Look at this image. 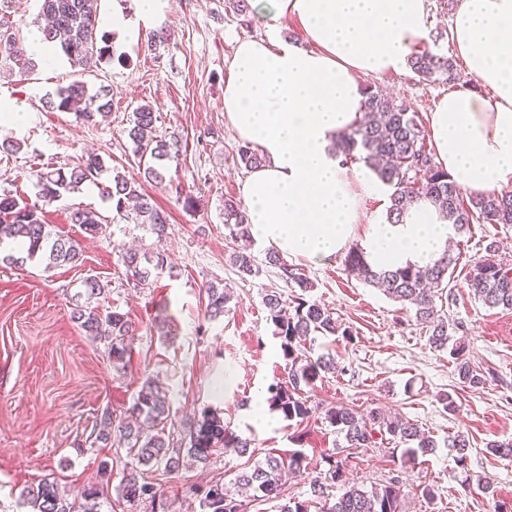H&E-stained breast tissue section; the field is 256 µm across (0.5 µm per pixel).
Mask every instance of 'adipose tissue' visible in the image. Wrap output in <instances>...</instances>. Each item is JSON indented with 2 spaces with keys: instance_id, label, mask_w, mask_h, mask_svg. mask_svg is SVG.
Instances as JSON below:
<instances>
[{
  "instance_id": "obj_1",
  "label": "adipose tissue",
  "mask_w": 512,
  "mask_h": 512,
  "mask_svg": "<svg viewBox=\"0 0 512 512\" xmlns=\"http://www.w3.org/2000/svg\"><path fill=\"white\" fill-rule=\"evenodd\" d=\"M270 28L298 20L307 46L275 37L238 41L224 84V117L264 156L243 197L255 244L319 264L360 241L379 269L425 265L455 236L430 205L403 222L361 225L363 197L383 185L331 149L363 117L365 77L403 71L427 38L426 0H251ZM452 36L470 74L492 90H455L430 114L442 168L468 193L512 188V0H459Z\"/></svg>"
}]
</instances>
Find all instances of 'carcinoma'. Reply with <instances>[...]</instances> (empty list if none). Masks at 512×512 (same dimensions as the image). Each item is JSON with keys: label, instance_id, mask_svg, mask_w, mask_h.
Returning a JSON list of instances; mask_svg holds the SVG:
<instances>
[{"label": "carcinoma", "instance_id": "1", "mask_svg": "<svg viewBox=\"0 0 512 512\" xmlns=\"http://www.w3.org/2000/svg\"><path fill=\"white\" fill-rule=\"evenodd\" d=\"M39 11L30 25L36 27L52 53L65 57L72 67L87 70L112 60V41L99 31L98 0H38ZM21 0H3L0 3V72L31 74L38 62L30 55L12 50L19 34V25L11 19L18 13ZM409 66L421 77L431 79L451 77L454 61L428 46L408 58ZM364 112L368 118L350 132L336 137L333 149L345 161L362 162L391 190L386 220L399 223L417 204L427 202L437 209L457 232L471 224H512V192L501 195H471L451 179L448 172L433 162L426 152L425 130L415 119L409 107L396 98L370 87L364 89ZM49 109L70 112L84 123H95L112 110V88L96 89L74 80L58 87L49 99ZM156 116L150 105L136 109L125 133L133 145V156L141 176L127 177L116 173L110 184L102 187L104 198L112 202L117 215L134 214L137 224H147L158 240L168 234V214L159 208L153 197L144 190V183L161 185L166 180L169 163L180 156L177 141L154 134ZM240 162L251 170L262 165L265 158L248 143L237 149ZM106 170L98 154L89 153L81 160L57 167L32 171L38 188L36 200L17 197L9 191L0 194V241L10 239L21 243L25 255L0 256L6 265L39 261L50 269L73 264L80 259L76 240L51 229L45 221L44 207L65 196L77 193L85 183H97ZM68 221L77 224L90 235L102 230L96 212L74 206ZM224 227L233 242L227 260L245 279L259 273L254 256L239 242L250 237L245 212L232 197L224 198ZM498 246L491 241L483 247L484 255L469 261L464 281L475 298L490 308L512 310V266L496 259ZM459 257L442 254L423 267L384 270L372 267L362 248L354 246L344 258L345 271L365 284L383 291L396 302L416 309L417 318L430 324L429 343L435 350H449L455 360L458 377L477 391L486 384L482 370L473 367L464 358L465 345L448 346V320L437 309L436 298L445 289L454 288L455 270ZM266 263L277 268L285 282L295 285L300 293L294 297L293 309H287L280 294L272 291L263 297L268 319L281 338V350L288 369L287 380L268 387L269 406L281 412L289 421L301 426L312 417L314 408L304 396V388L314 386L322 375L336 369L334 358L325 355L312 357L306 345L317 336H337L353 340L350 326L333 317V313L309 298L314 284L294 266L283 261L274 250L266 253ZM126 274L140 286L152 283L153 273L167 264L165 253L129 250L124 255ZM108 292L106 285L95 277L82 282L77 296L84 302L73 304L71 320L94 341L103 342L112 369L121 372L131 363L129 341L135 336V327L128 317L116 309L103 313L92 305ZM205 316L218 320L232 299L230 289L220 281L205 286ZM169 418L167 392L150 376L143 378L137 397L123 418L109 410L100 415V429L95 440L107 446L117 441L125 452L127 463L124 475L116 488L112 506L134 505L147 501L151 508H164L158 483L152 478L155 468L164 466L168 472L179 469L188 460L207 466L219 451L235 448L241 454L249 453L252 442L238 435L213 407L202 409L190 421L186 431L174 438L166 431ZM324 419L343 435L345 447L364 453L385 442L401 448L402 464L413 463L436 451L438 442L430 432L401 415H385L374 409L361 411L344 405H332L324 410ZM455 449L456 462L467 469L469 436L459 431L448 440ZM347 459L327 453L317 463L302 450H291L285 455L268 453L264 460L241 472L233 491L218 479L200 489L202 512H227L226 507L248 512L252 500L264 496L280 497L288 480L308 470L318 471L312 484V498L301 500L290 497L280 512H311L321 504L319 512H405V492L397 479H390L370 489L348 482ZM344 485L340 496L333 495L336 485ZM19 500L29 512H99V490L90 487L80 498L69 499L55 481L41 480L19 493Z\"/></svg>", "mask_w": 512, "mask_h": 512}]
</instances>
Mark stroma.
I'll return each mask as SVG.
<instances>
[{"mask_svg":"<svg viewBox=\"0 0 512 512\" xmlns=\"http://www.w3.org/2000/svg\"><path fill=\"white\" fill-rule=\"evenodd\" d=\"M453 2L427 0L425 24L437 40L436 52L454 58V81L427 80L409 68L364 80L405 102L424 125L448 91L491 93L456 56L450 38ZM99 8L100 29L112 39L109 63L77 73L58 57L40 63L30 77H0V100L28 117L26 125L4 134L21 148L0 153V191L35 197L31 169L70 163L87 152L103 158V180L118 172L137 175L125 130L135 109L148 104L157 116V135L181 145L179 161L169 171L171 183L145 186L170 214L168 236L157 241L147 225L120 218L98 185L88 183L45 208L46 222L79 242L77 264L49 270L38 262L0 266V512H25L18 503L20 490L44 478L76 495L99 482L103 462L111 471L110 486H117L126 460L96 443L92 433L103 410L125 415L148 375L170 395L168 430L182 432L201 409L216 404L225 422L253 442V454L229 452L210 466L186 464L163 477L171 512H201L190 485L217 479L231 485L269 450L299 445L316 456L337 440L321 413L303 430L283 418L262 430L250 422L254 400L284 377L286 367L263 297L274 290L289 304L297 290L266 264L264 247L252 246L260 272L245 280L226 259L224 199L242 198L248 172L238 162L239 141L224 117V83L238 40L266 36L269 29L256 16L236 15L227 0H160L153 20L139 19L138 0H100ZM116 14L129 20L132 30H113ZM161 29L171 32L170 44L148 52L146 33ZM75 79L94 89L111 86L108 117L82 124L72 114L48 111L49 95ZM187 194L197 201L194 210L183 206ZM74 202L106 217L102 233L92 236L68 223L67 209ZM462 238L467 242L462 260L495 240L500 260L512 264V224L474 223ZM130 246L165 250L167 265L152 286L141 288L128 279L122 256ZM343 261L340 255L318 266L294 261L313 284L311 299L342 318L354 334L349 342L317 338L315 353L331 354L338 370L309 388L308 398L321 407L401 413L439 443L423 462L402 468L391 462L388 445H381L349 459L350 480L368 488L400 478L408 494L406 512H490L494 500L512 503V457L486 453L488 441L512 440V311L486 307L465 287L455 288L443 304L451 336L464 341L467 360L487 374L484 387L475 391L459 379L448 352L430 348L429 330L414 307L349 275ZM90 276L109 288L99 307L127 313L137 328L126 372L114 371L104 346L90 341L69 318L73 296ZM216 280L227 284L233 297L223 318L210 322L200 289ZM161 313L177 326L173 342L155 328ZM444 393L452 394L456 412L439 403ZM460 431L471 441L464 469L447 447L449 436ZM298 434L303 440L297 444ZM428 484L439 490L431 503L421 496Z\"/></svg>","mask_w":512,"mask_h":512,"instance_id":"1","label":"stroma"}]
</instances>
